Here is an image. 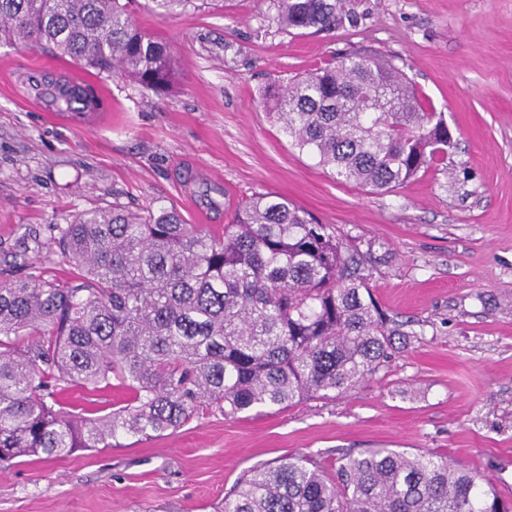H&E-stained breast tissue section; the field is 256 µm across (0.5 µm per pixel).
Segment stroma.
<instances>
[{
	"instance_id": "obj_1",
	"label": "stroma",
	"mask_w": 512,
	"mask_h": 512,
	"mask_svg": "<svg viewBox=\"0 0 512 512\" xmlns=\"http://www.w3.org/2000/svg\"><path fill=\"white\" fill-rule=\"evenodd\" d=\"M358 26L280 30L274 0H200L133 13L169 43L172 88L60 64L52 46H0V272L52 265L37 242L93 207L154 203L221 233L271 193L357 252L381 306L403 322L391 359L355 389L235 416L216 408L161 435L52 459L0 463V512H216L247 470L291 455L392 448L448 456L512 496V0H344ZM344 51L395 57L457 142L436 167L373 193L336 180L269 118L259 92ZM35 71L93 78L100 107L50 119L23 83ZM100 417L117 383L68 391Z\"/></svg>"
}]
</instances>
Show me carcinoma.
I'll list each match as a JSON object with an SVG mask.
<instances>
[{
  "label": "carcinoma",
  "mask_w": 512,
  "mask_h": 512,
  "mask_svg": "<svg viewBox=\"0 0 512 512\" xmlns=\"http://www.w3.org/2000/svg\"><path fill=\"white\" fill-rule=\"evenodd\" d=\"M137 0H0V44L43 42L74 64L164 92L171 47L133 21ZM177 15L194 0H151ZM343 0H276L282 30H328ZM29 86L60 112L96 100L50 72ZM262 104L295 146L336 179L386 193L453 147L392 58L343 54ZM46 244L73 268L0 279V462L110 448L176 429L204 407L226 415L347 393L391 358L401 324L375 301L360 262L328 225L259 194L220 235L173 208H95L57 224ZM129 402L86 418L46 402L66 385L110 380ZM217 512H512V500L447 457L389 448L345 452L329 472L290 456L244 473Z\"/></svg>",
  "instance_id": "carcinoma-1"
}]
</instances>
